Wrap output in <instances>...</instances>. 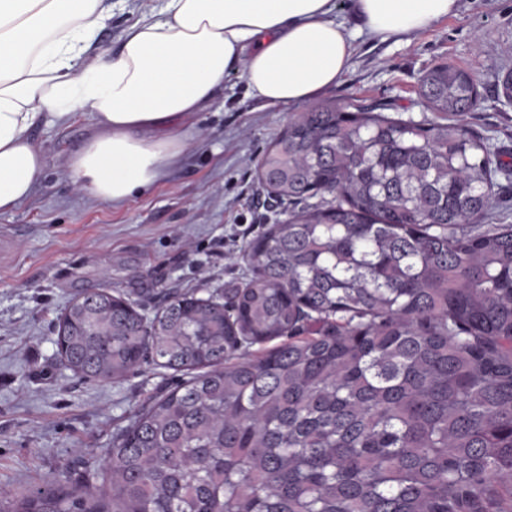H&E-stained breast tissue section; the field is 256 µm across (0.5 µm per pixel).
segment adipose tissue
<instances>
[{
  "label": "adipose tissue",
  "mask_w": 512,
  "mask_h": 512,
  "mask_svg": "<svg viewBox=\"0 0 512 512\" xmlns=\"http://www.w3.org/2000/svg\"><path fill=\"white\" fill-rule=\"evenodd\" d=\"M368 35L398 38L456 14L458 0H352ZM335 0H148L116 57L94 47L112 0H0V212L27 201L47 169L40 126L93 113L97 130L66 160L87 196L120 202L183 157L197 113L224 77L294 105L338 85L354 35Z\"/></svg>",
  "instance_id": "adipose-tissue-1"
}]
</instances>
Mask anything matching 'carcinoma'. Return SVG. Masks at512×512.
I'll return each mask as SVG.
<instances>
[{
	"label": "carcinoma",
	"instance_id": "cac0c4a2",
	"mask_svg": "<svg viewBox=\"0 0 512 512\" xmlns=\"http://www.w3.org/2000/svg\"><path fill=\"white\" fill-rule=\"evenodd\" d=\"M420 91L457 117L479 100L448 63ZM501 177L512 162L458 120L301 113L260 179L290 205L331 200L249 243L228 304L184 293L147 319L102 290L65 307L81 377L148 357L194 375L112 443L104 496L39 488L0 512H512V224L485 223Z\"/></svg>",
	"mask_w": 512,
	"mask_h": 512
}]
</instances>
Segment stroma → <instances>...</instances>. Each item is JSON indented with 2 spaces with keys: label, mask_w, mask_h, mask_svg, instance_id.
<instances>
[{
  "label": "stroma",
  "mask_w": 512,
  "mask_h": 512,
  "mask_svg": "<svg viewBox=\"0 0 512 512\" xmlns=\"http://www.w3.org/2000/svg\"><path fill=\"white\" fill-rule=\"evenodd\" d=\"M140 7L115 0L97 46L117 53ZM336 18L355 33L354 52L344 80L318 103H381L394 118L442 122L445 114L427 109L419 81L435 64L452 63L479 80L480 100L463 123L512 154V103L497 95L512 71V0H459L455 15L387 41L360 35L349 0H337ZM306 109L266 104L250 95L240 72H230L213 106L198 113L181 163L113 204L83 194L65 166L93 130L90 113L35 131L46 176L25 203L0 213V494L49 482L64 490L86 483L95 492L107 484L103 460L115 437L183 375L145 363L119 381L80 378L56 351L61 311L104 289L151 318L174 295L221 298L243 287L251 276L244 248L288 218L287 204L267 208L260 162Z\"/></svg>",
  "instance_id": "35a3bbf8"
}]
</instances>
